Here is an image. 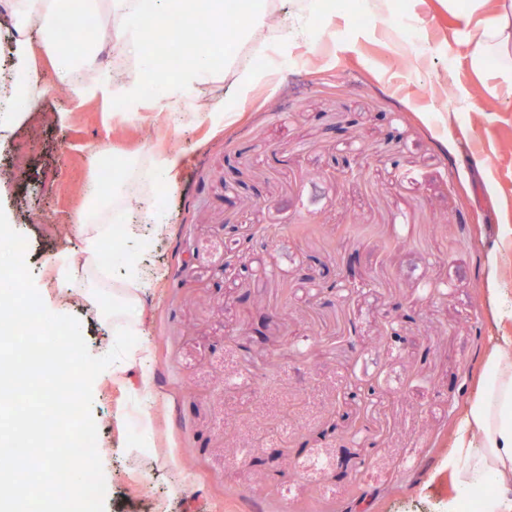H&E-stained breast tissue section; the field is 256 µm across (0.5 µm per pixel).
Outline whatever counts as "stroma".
<instances>
[{"label":"stroma","mask_w":512,"mask_h":512,"mask_svg":"<svg viewBox=\"0 0 512 512\" xmlns=\"http://www.w3.org/2000/svg\"><path fill=\"white\" fill-rule=\"evenodd\" d=\"M256 3L261 24L188 102L192 126L175 129L149 80L133 109L61 93L43 58L41 117L0 146V210L44 304L79 319L96 357L129 328L152 378L146 393L133 373L93 384L105 512H344L365 490L369 512H448L453 432L512 336V98L472 71L467 0ZM257 52L269 65L239 96ZM98 150L137 159L120 207L150 203L165 231L126 233L65 300ZM161 153L180 154L174 177ZM358 158L363 178H338ZM132 264L147 286L117 324L114 302L84 294ZM319 274L350 279L342 301L315 300ZM396 303L416 322L389 348ZM335 411L367 432L268 472L243 464Z\"/></svg>","instance_id":"obj_1"}]
</instances>
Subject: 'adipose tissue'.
Listing matches in <instances>:
<instances>
[{"label":"adipose tissue","instance_id":"1","mask_svg":"<svg viewBox=\"0 0 512 512\" xmlns=\"http://www.w3.org/2000/svg\"><path fill=\"white\" fill-rule=\"evenodd\" d=\"M80 6L87 14L110 9L112 55L127 75L122 78L118 72H102L95 84L119 88L131 99L139 94L142 76L157 73L162 64L144 37L146 26H165L175 14L186 24L204 29L220 31L225 25L214 0H152L148 9L143 0H80ZM60 10L61 0H0V16H7L12 26L6 49L15 68L28 75L20 89L7 96L0 94V138L9 137L21 120L31 118L45 93L37 76L36 45L49 50L59 80L76 88L82 87L85 73L97 64L102 52L97 41H75L60 48L56 30ZM465 21L472 43L471 68L479 80L487 85L498 74L512 70V0H470ZM222 64V54L205 44L175 75L160 83L169 115L183 112L208 73ZM487 365L495 380L478 392L459 421L447 466L460 486L493 477L495 491L483 512H512V354L493 348Z\"/></svg>","mask_w":512,"mask_h":512}]
</instances>
